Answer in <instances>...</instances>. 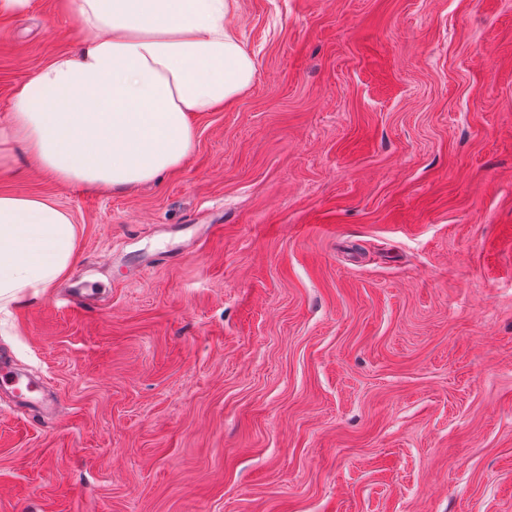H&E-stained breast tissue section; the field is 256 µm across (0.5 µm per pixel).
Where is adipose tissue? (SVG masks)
<instances>
[{
    "label": "adipose tissue",
    "mask_w": 512,
    "mask_h": 512,
    "mask_svg": "<svg viewBox=\"0 0 512 512\" xmlns=\"http://www.w3.org/2000/svg\"><path fill=\"white\" fill-rule=\"evenodd\" d=\"M234 0H68L84 44L12 96L0 154L21 145L63 183L125 188L178 169L190 116L229 102L257 61L228 18ZM78 229L54 202L0 194V304L69 272Z\"/></svg>",
    "instance_id": "1"
}]
</instances>
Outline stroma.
<instances>
[{
    "label": "stroma",
    "instance_id": "1",
    "mask_svg": "<svg viewBox=\"0 0 512 512\" xmlns=\"http://www.w3.org/2000/svg\"><path fill=\"white\" fill-rule=\"evenodd\" d=\"M0 18L14 89L76 52ZM254 84L123 190L21 151L80 228L0 311V512H512V0H235ZM139 265L129 279L126 270ZM0 379H2L5 386L8 385L12 388L18 399V406L29 409L38 401L34 386L31 384V386L26 385L22 388L20 386L21 378L5 364L3 359L0 361Z\"/></svg>",
    "mask_w": 512,
    "mask_h": 512
}]
</instances>
